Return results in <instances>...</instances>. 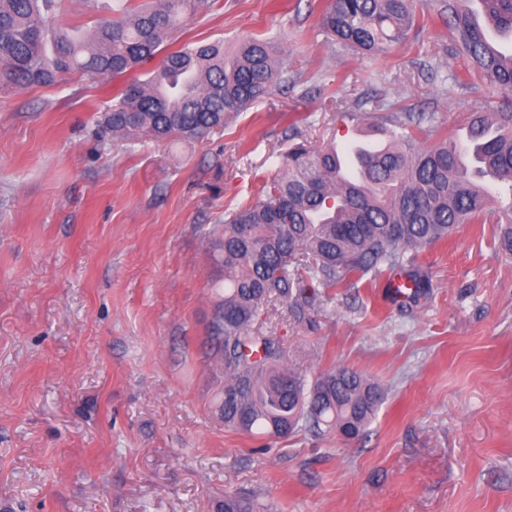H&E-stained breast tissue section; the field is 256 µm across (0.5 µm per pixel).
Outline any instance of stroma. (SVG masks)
<instances>
[{
	"label": "stroma",
	"mask_w": 512,
	"mask_h": 512,
	"mask_svg": "<svg viewBox=\"0 0 512 512\" xmlns=\"http://www.w3.org/2000/svg\"><path fill=\"white\" fill-rule=\"evenodd\" d=\"M328 0H215L168 44L281 43L288 80L199 143L98 123L121 80L80 72L0 92V512H512V256L466 224L418 260L431 286L392 299L388 272L322 295L314 325L261 321L312 380L348 366L383 400L366 436L261 438L226 428L209 338V242L298 141L382 142L390 112L460 132L468 66L428 9L405 43L355 54L322 32ZM312 122H305V115Z\"/></svg>",
	"instance_id": "35a3bbf8"
}]
</instances>
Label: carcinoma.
I'll return each mask as SVG.
<instances>
[{"mask_svg": "<svg viewBox=\"0 0 512 512\" xmlns=\"http://www.w3.org/2000/svg\"><path fill=\"white\" fill-rule=\"evenodd\" d=\"M213 0H119L92 37L56 24L62 0H0V87L54 82L72 70L122 78L155 56L189 16ZM432 0H329L324 31L356 52L378 54L403 43ZM450 39L487 86L512 92V0H438ZM284 50L261 38L224 55V42L186 43L166 53L145 81L123 85L103 115L112 134L134 139H207L285 81ZM387 144L353 148L364 182L345 177L336 146L288 150L257 200L217 229L210 256L224 288L216 291L210 336L224 367V426L249 435L294 432L364 435L382 400L378 384L347 367L307 382L287 369L280 338L257 327L273 300L297 322L311 320L322 295L369 273H405L416 300L431 287L418 253L463 224H499L498 251L512 255V200L486 186L512 188V102L477 99L469 138L440 131L434 114L394 112ZM436 136V145L422 141ZM470 153L464 171L458 153Z\"/></svg>", "mask_w": 512, "mask_h": 512, "instance_id": "cac0c4a2", "label": "carcinoma"}]
</instances>
